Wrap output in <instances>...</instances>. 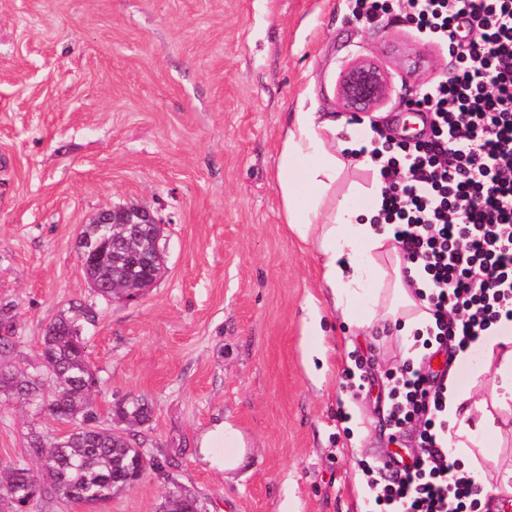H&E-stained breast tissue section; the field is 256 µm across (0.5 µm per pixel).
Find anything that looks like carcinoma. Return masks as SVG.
I'll return each mask as SVG.
<instances>
[{
    "label": "carcinoma",
    "instance_id": "carcinoma-1",
    "mask_svg": "<svg viewBox=\"0 0 512 512\" xmlns=\"http://www.w3.org/2000/svg\"><path fill=\"white\" fill-rule=\"evenodd\" d=\"M94 292L112 298V262L94 267L87 273ZM15 332L10 310L0 308V355L12 347ZM41 361L31 373H18L0 362V396H24L29 404L46 409L71 426L64 435L48 439L37 431L28 435V445L39 461L40 474L26 467L0 470V490L13 500L14 512L43 495L96 505L121 495L139 482L148 469L164 472L173 486L158 512H200L198 498L183 488L166 466L147 460L129 429L150 420L151 407L141 396H127L117 402L111 413L126 424L122 430L91 424L94 408L91 390L95 383L78 317H59L51 321L41 337ZM56 384L53 399L42 391V376Z\"/></svg>",
    "mask_w": 512,
    "mask_h": 512
}]
</instances>
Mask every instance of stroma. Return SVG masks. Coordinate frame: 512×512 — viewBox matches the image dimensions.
I'll return each instance as SVG.
<instances>
[{"instance_id": "obj_1", "label": "stroma", "mask_w": 512, "mask_h": 512, "mask_svg": "<svg viewBox=\"0 0 512 512\" xmlns=\"http://www.w3.org/2000/svg\"><path fill=\"white\" fill-rule=\"evenodd\" d=\"M448 72L446 47L403 14L358 19L349 0H0V306L16 320L8 360L32 371L53 319L87 310L82 335L97 376L96 422L130 395L150 401L138 441L173 463L205 512H373L362 463L418 450L392 443L389 374L406 344L356 332L315 303L318 255L287 232L277 189L280 131L298 103L349 121L342 70L374 59L388 100L359 125L396 141L420 82L401 50ZM371 168L347 166L335 196L368 205ZM137 204L168 218L166 271L141 299L107 300L77 262V236L100 209ZM317 310L325 360L307 371L300 327ZM498 357L452 364L458 389L488 400L494 430L467 453L486 504L512 468V402L500 406ZM365 388L356 391V380ZM238 429L243 464L201 462L214 423ZM67 425L18 399L0 401V467H35L30 429ZM170 489L155 470L101 512H156Z\"/></svg>"}]
</instances>
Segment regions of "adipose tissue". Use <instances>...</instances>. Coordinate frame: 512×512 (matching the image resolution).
Returning a JSON list of instances; mask_svg holds the SVG:
<instances>
[{
  "label": "adipose tissue",
  "mask_w": 512,
  "mask_h": 512,
  "mask_svg": "<svg viewBox=\"0 0 512 512\" xmlns=\"http://www.w3.org/2000/svg\"><path fill=\"white\" fill-rule=\"evenodd\" d=\"M361 147L356 134L337 138L336 122L329 115L301 109L293 113L282 131L278 165L283 172L278 193L285 224L290 236L318 252L316 286L347 323L365 331L375 324L374 318L360 315L356 304L364 277L370 274L388 300L384 314L388 329L407 338L428 324L429 315L420 310L415 289L404 283L402 254L389 231L374 224V208L348 205L339 220H321V209L344 166L367 163ZM239 438L232 424L216 423L201 439V461L220 472L235 470L243 453L226 455L218 446Z\"/></svg>",
  "instance_id": "ef3b65f1"
}]
</instances>
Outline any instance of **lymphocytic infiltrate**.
Here are the masks:
<instances>
[{"label":"lymphocytic infiltrate","mask_w":512,"mask_h":512,"mask_svg":"<svg viewBox=\"0 0 512 512\" xmlns=\"http://www.w3.org/2000/svg\"><path fill=\"white\" fill-rule=\"evenodd\" d=\"M421 36L448 49V76L423 83L410 111L426 139L380 159L382 216L428 284L425 332L465 354L512 332V0H403ZM394 429L416 423L420 450L365 465L375 503L396 512H475L481 489L448 454L443 374L404 364Z\"/></svg>","instance_id":"f902f5d3"}]
</instances>
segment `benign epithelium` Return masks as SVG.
Wrapping results in <instances>:
<instances>
[{"label":"benign epithelium","mask_w":512,"mask_h":512,"mask_svg":"<svg viewBox=\"0 0 512 512\" xmlns=\"http://www.w3.org/2000/svg\"><path fill=\"white\" fill-rule=\"evenodd\" d=\"M389 93V76L385 70L370 59L361 58L350 63L341 73L337 86L340 103L348 110L369 112L379 107ZM91 224L100 228L121 224L132 228L136 237L151 239L159 243L163 236L164 221L143 207L136 205L110 206L100 209ZM101 242L78 236L77 260L82 270L99 262ZM161 249L154 251L144 248L127 262L115 263L121 287L128 289V295L135 300L142 295V289L153 287L160 279L162 267Z\"/></svg>","instance_id":"obj_1"}]
</instances>
